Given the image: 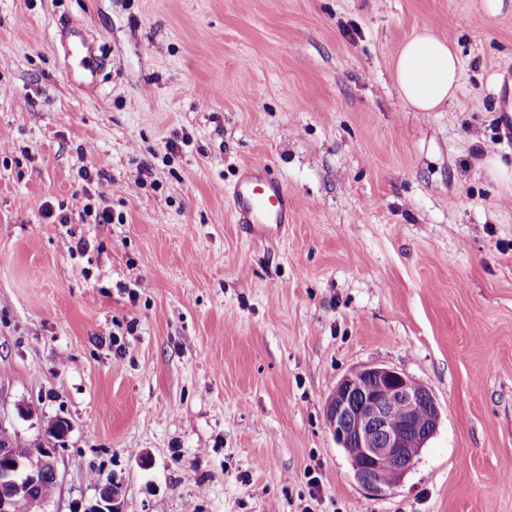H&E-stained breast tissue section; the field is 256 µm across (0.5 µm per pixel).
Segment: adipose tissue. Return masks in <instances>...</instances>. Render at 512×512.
I'll list each match as a JSON object with an SVG mask.
<instances>
[{
	"label": "adipose tissue",
	"mask_w": 512,
	"mask_h": 512,
	"mask_svg": "<svg viewBox=\"0 0 512 512\" xmlns=\"http://www.w3.org/2000/svg\"><path fill=\"white\" fill-rule=\"evenodd\" d=\"M391 68L400 98L417 112L444 107L459 88V57L447 39L428 26L401 46Z\"/></svg>",
	"instance_id": "1"
}]
</instances>
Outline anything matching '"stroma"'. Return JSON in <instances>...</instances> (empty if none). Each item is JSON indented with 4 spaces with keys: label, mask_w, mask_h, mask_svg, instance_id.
Listing matches in <instances>:
<instances>
[{
    "label": "stroma",
    "mask_w": 512,
    "mask_h": 512,
    "mask_svg": "<svg viewBox=\"0 0 512 512\" xmlns=\"http://www.w3.org/2000/svg\"><path fill=\"white\" fill-rule=\"evenodd\" d=\"M480 4L0 0V421L69 423L49 512L107 483L123 512H512V0ZM424 26L462 64L438 112L390 69ZM253 162L292 201L266 243L227 206ZM373 364L441 413L383 496L325 421ZM71 52H76L81 56V69L70 74L69 80L75 81L79 79L80 82H94L96 77V68L93 63L92 47L87 43L84 37L80 36V43L73 44Z\"/></svg>",
    "instance_id": "1"
}]
</instances>
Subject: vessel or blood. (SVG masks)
Returning a JSON list of instances; mask_svg holds the SVG:
<instances>
[{
	"mask_svg": "<svg viewBox=\"0 0 512 512\" xmlns=\"http://www.w3.org/2000/svg\"><path fill=\"white\" fill-rule=\"evenodd\" d=\"M73 52L81 56V68L75 77L83 82L94 81L96 68L92 48L87 41L73 44ZM237 223L249 225L255 241H268L288 222L290 201L284 188L268 177L261 162L247 165L229 199Z\"/></svg>",
	"mask_w": 512,
	"mask_h": 512,
	"instance_id": "obj_1",
	"label": "vessel or blood"
}]
</instances>
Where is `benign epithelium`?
I'll return each mask as SVG.
<instances>
[{
    "label": "benign epithelium",
    "mask_w": 512,
    "mask_h": 512,
    "mask_svg": "<svg viewBox=\"0 0 512 512\" xmlns=\"http://www.w3.org/2000/svg\"><path fill=\"white\" fill-rule=\"evenodd\" d=\"M404 425L393 421L395 412ZM326 424L336 444L351 461L355 478L375 496L399 485L414 468L436 433L440 411L432 392L394 368L369 365L343 377L330 395ZM57 449L47 443L35 448L12 439L0 444V512H47L50 500L35 491L50 473L60 483ZM389 473L388 483L380 476ZM84 512H122L118 492L101 484Z\"/></svg>",
    "instance_id": "1"
}]
</instances>
